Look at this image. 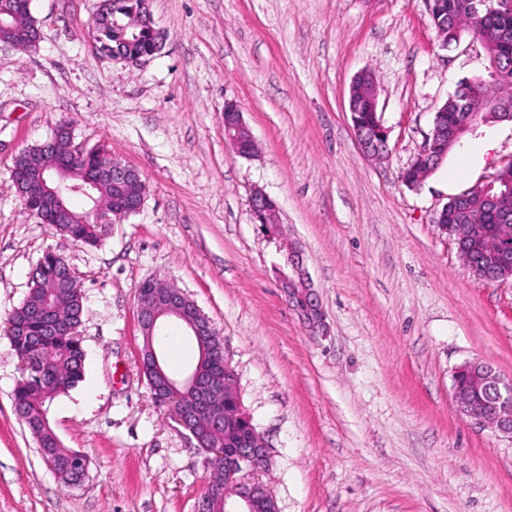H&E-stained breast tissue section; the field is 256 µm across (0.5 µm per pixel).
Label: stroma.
<instances>
[{"mask_svg": "<svg viewBox=\"0 0 512 512\" xmlns=\"http://www.w3.org/2000/svg\"><path fill=\"white\" fill-rule=\"evenodd\" d=\"M30 7L38 48L0 43V512H196L204 455L139 362L148 278L182 290L223 340L271 449L258 476L280 512H512V439L474 425L452 395L468 360L512 377V280L475 279L437 224L449 198L512 160V122L480 125L419 190L400 179L459 82L485 74L479 42L442 49L425 0H151L164 46L132 66L94 50L92 0ZM364 70L389 131L379 158L348 111ZM229 102L253 157L224 137ZM63 123L149 188L96 248L28 215L11 179L14 157ZM257 190L304 252L326 337L307 333L278 286ZM53 248L85 296V378L50 408L64 446L88 460L72 486L14 411L23 367L3 333Z\"/></svg>", "mask_w": 512, "mask_h": 512, "instance_id": "obj_1", "label": "stroma"}]
</instances>
